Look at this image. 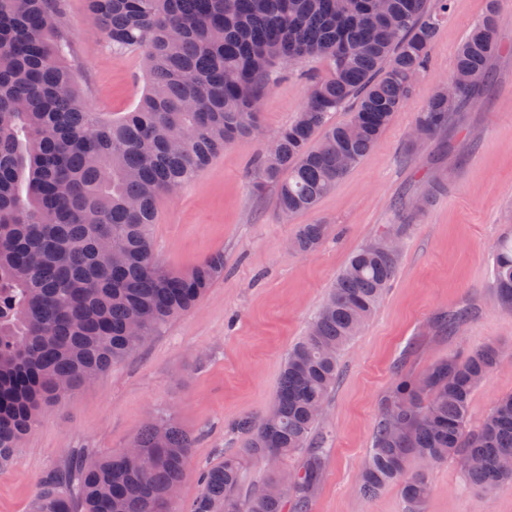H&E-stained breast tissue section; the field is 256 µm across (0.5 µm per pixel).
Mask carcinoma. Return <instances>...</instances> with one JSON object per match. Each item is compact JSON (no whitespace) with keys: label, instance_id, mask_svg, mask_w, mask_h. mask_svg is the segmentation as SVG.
<instances>
[{"label":"carcinoma","instance_id":"1","mask_svg":"<svg viewBox=\"0 0 512 512\" xmlns=\"http://www.w3.org/2000/svg\"><path fill=\"white\" fill-rule=\"evenodd\" d=\"M452 0H87V14L122 54L144 52L149 85L119 117L81 99L69 65L63 0H0V469L43 407L97 381L133 356L170 319L224 276V254L186 271L164 267L150 234L157 202L261 128L258 102L275 66L309 58L328 73L311 81L296 118L252 161L254 191L277 190L288 217L313 210L379 141L428 68L439 18ZM498 0L459 47L454 100L439 89L416 127L429 137L488 78L498 51ZM352 104L346 122L328 115ZM324 225L303 224L296 249L312 251ZM382 235L338 275L304 336L289 350L274 401L234 429L243 448L199 474L189 505L176 497L193 438L171 418H150L133 456L72 458L36 487L33 512H308L323 478L328 433L318 427L343 348L389 288L398 254ZM498 304L512 310V239L498 243ZM487 343L381 399L360 489L398 483L414 512L429 494L409 463L455 459L491 493L512 480V395L481 424L470 402L501 367ZM269 466L264 485L240 494L241 462Z\"/></svg>","mask_w":512,"mask_h":512}]
</instances>
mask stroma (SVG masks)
Wrapping results in <instances>:
<instances>
[{"instance_id": "35a3bbf8", "label": "stroma", "mask_w": 512, "mask_h": 512, "mask_svg": "<svg viewBox=\"0 0 512 512\" xmlns=\"http://www.w3.org/2000/svg\"><path fill=\"white\" fill-rule=\"evenodd\" d=\"M487 0H453L431 44L430 67L395 112L377 144L312 212L283 218L275 189L255 194L250 164L291 123L309 89L325 75L311 58L282 69L265 91L262 135L224 149L193 180L163 198L151 227L155 255L185 270L224 255V276L190 312L171 319L132 357L96 383L46 407L0 470V512H32L38 481L77 455L122 451L156 413L170 414L195 437L178 501L191 503L197 476L243 446L228 427L272 404L289 348L304 336L350 256L403 223L395 275L377 309L340 354L339 380L322 411L331 452L310 512H409L399 485L374 496L360 490L380 398L400 375H417L448 354L466 357L492 342L512 355V312L492 288L494 250L512 235V0H500V53L473 99L456 108L433 138L413 136L419 112L454 72L457 49L483 17ZM71 66L88 105L130 111L145 86L141 50L115 54L87 23L86 0H64ZM326 231L313 252L294 249L300 225ZM467 315L453 332L444 314ZM512 393V364L474 392L470 422ZM427 472L424 512H512V482L492 495L470 485L457 463L413 460Z\"/></svg>"}]
</instances>
